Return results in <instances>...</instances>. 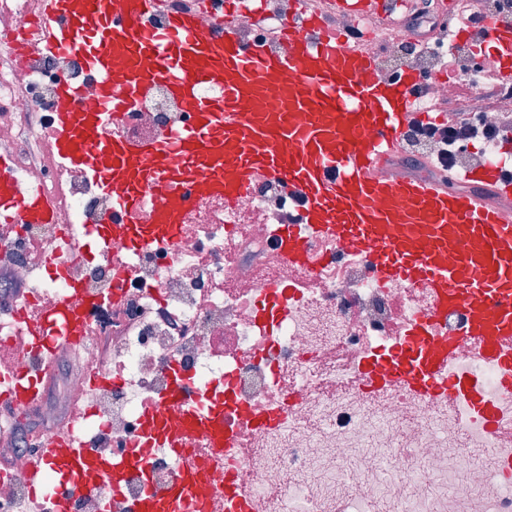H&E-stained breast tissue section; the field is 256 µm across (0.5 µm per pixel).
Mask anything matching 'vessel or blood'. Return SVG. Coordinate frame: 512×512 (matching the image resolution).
Segmentation results:
<instances>
[{
    "instance_id": "b4317fda",
    "label": "vessel or blood",
    "mask_w": 512,
    "mask_h": 512,
    "mask_svg": "<svg viewBox=\"0 0 512 512\" xmlns=\"http://www.w3.org/2000/svg\"><path fill=\"white\" fill-rule=\"evenodd\" d=\"M165 0H38L33 33L18 29L14 55L48 50L81 59L94 81L78 89L60 80L51 129L42 148L48 161L96 178L112 207L95 222L98 241L115 240L124 252L112 269L128 277V253L153 244L175 247L191 209L220 199L226 208L248 205L259 182L280 186L295 206L276 233V251L289 264L316 269L321 258L311 239L332 238L370 259L382 281L429 288L434 304L408 329L406 344L370 366L369 384L381 376L403 380L428 396L440 391L485 406L467 380L447 374L466 343L504 368L512 386V211L493 194L512 190L505 163L466 168L465 191L446 182L400 175L385 161L405 142L415 117L414 90L422 76L381 69L379 53L331 22L347 10L395 17L410 0H328V11H308L296 0L278 25H264L262 9L247 0H209L208 9L168 10ZM498 53L512 55V15L480 33ZM164 85L188 121L140 141L115 125ZM0 214L10 224H57L63 209L23 187L8 153L0 154ZM62 340L30 325L44 361L57 343L71 344L88 309L80 297L60 300ZM462 318L458 328L449 319ZM179 409L170 428L163 407L141 414L136 450L97 458L76 445L65 454L44 448L31 462L33 477L53 475L79 490L93 472L110 487L136 475L146 491L136 512H201L207 486L195 463H186L165 494L150 493L147 461L156 448L180 456L188 440L206 435L211 447L233 449L220 409L190 396L182 369H174L164 397Z\"/></svg>"
}]
</instances>
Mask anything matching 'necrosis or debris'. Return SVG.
I'll return each instance as SVG.
<instances>
[{"label": "necrosis or debris", "mask_w": 512, "mask_h": 512, "mask_svg": "<svg viewBox=\"0 0 512 512\" xmlns=\"http://www.w3.org/2000/svg\"><path fill=\"white\" fill-rule=\"evenodd\" d=\"M36 12L35 0H0V121H18L17 133L0 132V151L12 155L18 174L33 175L42 193L65 197L60 224H21L0 234V273L26 284L42 268L43 249L80 245L96 216L108 209L93 183L65 165L40 170L32 129L48 124L58 78L80 85V59L36 52L18 75L8 35ZM421 42L405 29L382 53V65L426 71L416 107L432 111L436 98L454 117L428 126L420 144L438 169L467 164V131L486 129L481 153L499 157V141L512 131V85L491 81L477 50L456 46L453 31ZM460 59L457 80L475 89L462 100L444 92L449 56ZM180 119L163 86H155L122 128L133 139L154 135ZM277 189L259 183L250 204L236 212L223 203L196 207L189 234L164 255H131L133 277L121 304H113L112 259L72 260L70 276L101 303L85 321L78 348L82 364L57 384L77 418L42 404L21 447L8 444L0 422V512H44L42 492L27 461L47 437L67 435L95 453L137 447L142 407L160 400L171 363L190 372L210 401H223L224 425L239 448L215 454L205 439L189 449L211 485L208 512H230L224 473L233 471L250 512H372L385 500L388 512H512V483L501 470L512 466V391L504 390L497 365L483 360L477 342L466 344L450 372L476 382L497 410L498 432L462 401L422 396L405 383L386 381L377 390L362 382L367 361L396 349L404 326L433 304L429 289L403 282L379 283L368 260L335 244L318 249L328 265L311 271L270 263L273 229L286 217ZM65 293L61 280L21 294L13 305L20 320L0 319V375L36 371L40 363L25 334L26 321L48 312ZM280 406L276 425L245 421L239 407ZM137 480L125 488L101 487L74 494L69 512H131Z\"/></svg>", "instance_id": "4bbe7bcc"}]
</instances>
